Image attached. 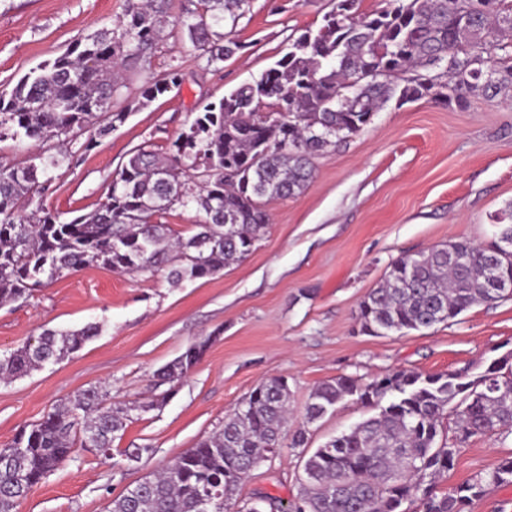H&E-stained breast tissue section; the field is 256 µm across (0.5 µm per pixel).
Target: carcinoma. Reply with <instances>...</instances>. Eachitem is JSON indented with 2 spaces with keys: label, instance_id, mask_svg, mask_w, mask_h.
<instances>
[{
  "label": "carcinoma",
  "instance_id": "obj_1",
  "mask_svg": "<svg viewBox=\"0 0 512 512\" xmlns=\"http://www.w3.org/2000/svg\"><path fill=\"white\" fill-rule=\"evenodd\" d=\"M360 0H332L315 28L289 37V51L258 77L207 104L166 156L135 150L112 179L106 201L69 221L35 194L69 167L63 146L89 128L106 136L126 113L112 111L168 33L207 56L233 57L245 45L224 40L249 0H186L166 19L168 0H126L113 27L101 29L0 93V142L35 147L21 164L0 163V304L15 302L65 273L96 264L120 272L165 271L173 283L217 275L254 246L270 222L265 202L295 196L313 177V160L371 124L391 100L428 98L465 108L469 98L512 93V0H388L374 13ZM171 72L146 79L151 102L179 85ZM108 113L103 114L101 110ZM195 205L202 223L173 237L161 222ZM484 245L451 241L404 255L360 302V330L371 336L430 329L471 307L511 299L491 287L492 270L512 276V203L494 215ZM101 327L47 329L0 357V379L14 378L81 350ZM197 342L156 374L154 389L174 385L204 356ZM290 392L271 378L254 389L217 433L156 476L112 499L108 512H220L234 508L252 461L283 448ZM356 400L376 413L302 457L296 494H260L262 512H468L485 486L512 483V456L484 476L446 492L436 483L454 466L443 422L459 438L512 433V352L472 378L398 369L362 383L339 376L309 395L311 424ZM135 402L115 403L91 387L69 397L8 448L0 449V512H18L30 490L71 459L75 447L111 456Z\"/></svg>",
  "mask_w": 512,
  "mask_h": 512
}]
</instances>
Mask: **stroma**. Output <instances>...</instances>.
Here are the masks:
<instances>
[{
  "mask_svg": "<svg viewBox=\"0 0 512 512\" xmlns=\"http://www.w3.org/2000/svg\"><path fill=\"white\" fill-rule=\"evenodd\" d=\"M124 0H0V90L54 59L92 31L112 26ZM330 0H251L230 36L242 52L208 63L178 38H165L143 69L179 86L142 103L141 78L125 91L128 119L96 148L54 173L39 201L67 219L94 210L132 150L165 152L196 112L258 77L288 50V37L317 26ZM311 186L271 201L253 250L210 278L171 284L166 274H124L88 266L46 283L32 296L0 305V355L44 329L99 324L78 352L30 374L0 381V448L73 394L105 386L116 402L145 401L154 373L190 345L205 355L161 406L131 412L111 457L80 448L35 485L19 512H107L112 498L152 477L198 440L222 427L255 387L287 381L293 416L309 448L371 416L348 401L312 424L304 407L319 384L340 375L369 382L396 369L479 375L512 350V299L473 306L429 330L369 336L356 316L361 300L406 253L465 239L489 242L495 213L512 203V103L472 97L467 109L421 99L388 103L346 144L318 156ZM139 448L138 461L125 449ZM512 455V434L460 443L445 491L486 475ZM300 451L282 448L242 482L238 506L258 493L295 494Z\"/></svg>",
  "mask_w": 512,
  "mask_h": 512,
  "instance_id": "1",
  "label": "stroma"
}]
</instances>
